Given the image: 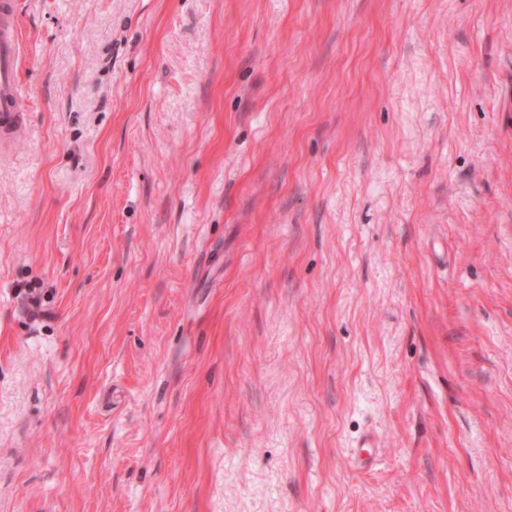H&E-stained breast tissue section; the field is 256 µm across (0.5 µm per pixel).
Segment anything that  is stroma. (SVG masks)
<instances>
[{
	"label": "stroma",
	"mask_w": 512,
	"mask_h": 512,
	"mask_svg": "<svg viewBox=\"0 0 512 512\" xmlns=\"http://www.w3.org/2000/svg\"><path fill=\"white\" fill-rule=\"evenodd\" d=\"M17 2L0 512H512V0Z\"/></svg>",
	"instance_id": "stroma-1"
}]
</instances>
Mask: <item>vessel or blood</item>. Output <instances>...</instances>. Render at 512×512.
Wrapping results in <instances>:
<instances>
[{
  "label": "vessel or blood",
  "mask_w": 512,
  "mask_h": 512,
  "mask_svg": "<svg viewBox=\"0 0 512 512\" xmlns=\"http://www.w3.org/2000/svg\"><path fill=\"white\" fill-rule=\"evenodd\" d=\"M23 52L16 0H0V132H10L20 116L26 96L19 75Z\"/></svg>",
  "instance_id": "1"
}]
</instances>
